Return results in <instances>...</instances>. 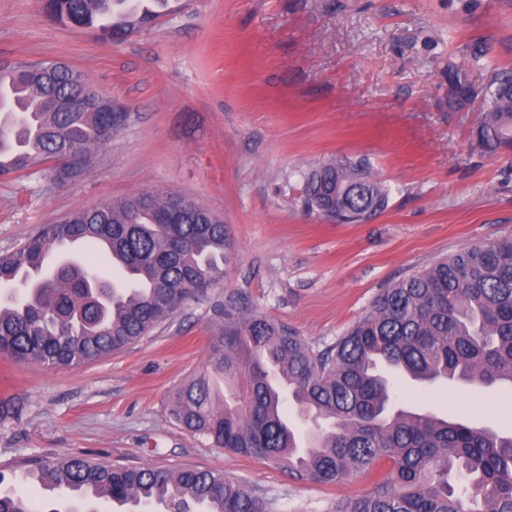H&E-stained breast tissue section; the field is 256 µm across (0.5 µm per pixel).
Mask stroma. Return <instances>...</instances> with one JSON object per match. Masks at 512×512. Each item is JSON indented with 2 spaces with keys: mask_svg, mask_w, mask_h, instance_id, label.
<instances>
[{
  "mask_svg": "<svg viewBox=\"0 0 512 512\" xmlns=\"http://www.w3.org/2000/svg\"><path fill=\"white\" fill-rule=\"evenodd\" d=\"M152 26L105 43L48 20L37 0H0V62H63L126 108L111 145L76 177L33 168L0 177V252L43 224L139 193H177L221 217L235 248L218 288L152 336L76 368L0 356V463L85 454L105 464L224 471L275 512H336L387 477L335 485L211 447L167 418L177 389L212 354L213 301L244 290L256 309L314 348L333 344L381 289L512 234V155L475 145L477 102L448 106V70L470 68L484 96L512 67V0H177ZM364 160L388 209L336 224L302 207L304 175ZM397 401L470 412L512 431V389L399 384Z\"/></svg>",
  "mask_w": 512,
  "mask_h": 512,
  "instance_id": "1",
  "label": "stroma"
}]
</instances>
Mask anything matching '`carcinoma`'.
Returning a JSON list of instances; mask_svg holds the SVG:
<instances>
[{"instance_id":"1","label":"carcinoma","mask_w":512,"mask_h":512,"mask_svg":"<svg viewBox=\"0 0 512 512\" xmlns=\"http://www.w3.org/2000/svg\"><path fill=\"white\" fill-rule=\"evenodd\" d=\"M167 0H56L51 19L130 33L158 13L140 4ZM481 106L478 145L512 151V68H493ZM9 76L19 96L1 93L0 176L65 156L90 162L120 127L110 112L61 111L57 101L90 86L79 70H27ZM448 106L472 101L467 68L448 70ZM176 194L132 196L79 209L44 224L20 247L0 254V284L23 288L0 304V354L50 368L77 367L122 351L150 335L224 277L234 248L220 217L199 206L178 224H157ZM389 192L363 161L328 160L305 176L303 206L336 209L368 221L388 208ZM80 242L107 266L120 261L129 283L105 302L87 291L94 263L61 259L64 242ZM214 349L206 370L173 397L168 418L192 436L230 453L280 465L291 476L337 484L350 474L388 468L374 492L342 501L337 512H512V434L468 423L467 414L392 410L394 377L431 387L459 382L490 388L512 379V236L459 250L383 289L371 309L332 346L314 349L262 315L247 292L213 305ZM239 389L242 406L224 403L214 380ZM291 400L311 420L300 434L288 423ZM14 472L62 502L102 500L131 510L274 512L220 470L165 469L95 462L85 455L12 463ZM0 512H35L29 498L0 493Z\"/></svg>"}]
</instances>
